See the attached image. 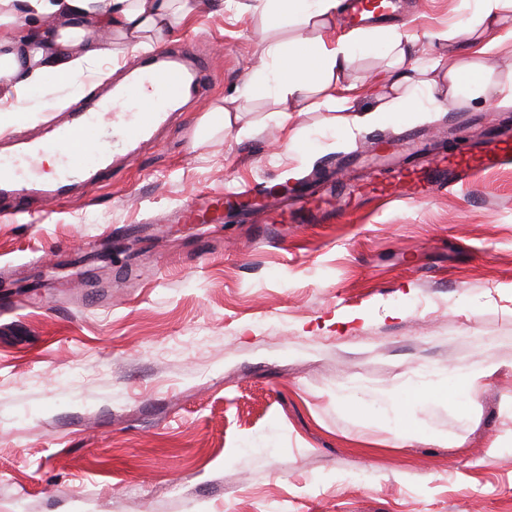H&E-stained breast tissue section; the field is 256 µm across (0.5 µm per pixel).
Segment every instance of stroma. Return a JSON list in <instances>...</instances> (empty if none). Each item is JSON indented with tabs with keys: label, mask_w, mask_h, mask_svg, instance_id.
Segmentation results:
<instances>
[{
	"label": "stroma",
	"mask_w": 512,
	"mask_h": 512,
	"mask_svg": "<svg viewBox=\"0 0 512 512\" xmlns=\"http://www.w3.org/2000/svg\"><path fill=\"white\" fill-rule=\"evenodd\" d=\"M477 7L416 0L397 17L424 79L474 62L512 83L511 46L483 55L456 31ZM265 9L204 0L152 37L192 45L209 96L44 223L0 216V512H512V164L414 203L354 195L321 224L268 223L263 197L215 224L166 221L232 186L361 185L368 169L346 158L408 132L463 153L512 120L497 93L415 103L353 136L350 112L281 120L264 49L294 32L267 30ZM371 34L302 32L349 37L342 81L365 106L389 91ZM106 40L90 71L29 93L0 154L48 139L140 63L128 38ZM228 97L234 128L203 136ZM485 364L497 371L475 395L448 398L452 377Z\"/></svg>",
	"instance_id": "stroma-1"
}]
</instances>
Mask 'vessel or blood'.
Instances as JSON below:
<instances>
[{
  "mask_svg": "<svg viewBox=\"0 0 512 512\" xmlns=\"http://www.w3.org/2000/svg\"><path fill=\"white\" fill-rule=\"evenodd\" d=\"M149 61V68L134 72L117 94L119 100L128 104V111H113L111 102L100 101L85 112L70 114L68 120L54 127L55 142L71 147L58 176L49 180L35 177L37 160L46 148L41 141L25 142L14 161L0 165V206L8 214H23L29 198L58 205L69 198L74 185L108 180L113 152L134 155L138 144L170 119L172 111L167 97L195 91L207 78L201 62L186 68L179 59L163 51L151 55ZM510 162L512 127L500 126L470 153L444 155L409 168L377 171L369 182L370 191L381 196L390 189L401 199L416 201L472 185L477 172L494 170ZM245 197V192L235 189L220 197L203 198L194 211L179 212L178 220L214 223L220 219L225 205L243 203ZM342 199L339 191L331 192L326 200L303 194L291 215H277L274 221H318L329 209L339 208Z\"/></svg>",
  "mask_w": 512,
  "mask_h": 512,
  "instance_id": "vessel-or-blood-1",
  "label": "vessel or blood"
}]
</instances>
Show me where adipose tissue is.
<instances>
[{"label":"adipose tissue","instance_id":"1","mask_svg":"<svg viewBox=\"0 0 512 512\" xmlns=\"http://www.w3.org/2000/svg\"><path fill=\"white\" fill-rule=\"evenodd\" d=\"M267 26L277 29L284 22L294 27L328 29L337 0H267ZM478 11L468 16L463 31L489 54L512 42V28L502 29L504 15L512 12V0H479ZM195 0H0V82L14 97L10 120L27 114L26 92L47 79L63 80L88 70L110 48L104 40L91 37V29L115 30L132 42L133 49H148L142 35L147 31L173 33L194 11ZM384 37L390 57L389 72L393 98L369 109H361L355 87L340 78L352 66V53L340 41H312L295 37L273 42L268 55L277 64L280 85L278 103L282 119L291 111L325 107L354 112L353 130H363L377 119L392 118L400 111L408 93L424 87L429 99L444 106L461 92L473 98L485 95L491 80L481 70L448 71L445 82H420L415 66L409 65L411 39L394 28Z\"/></svg>","mask_w":512,"mask_h":512}]
</instances>
